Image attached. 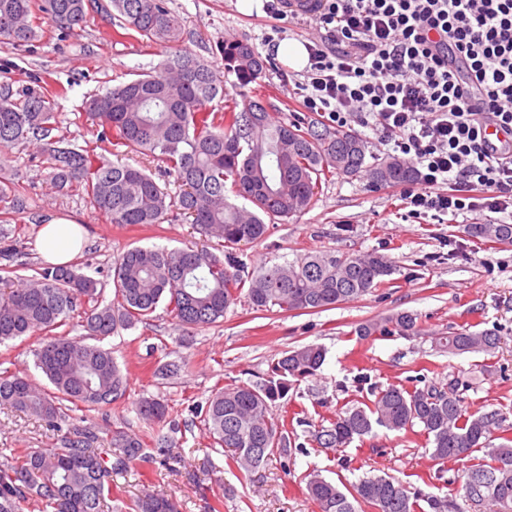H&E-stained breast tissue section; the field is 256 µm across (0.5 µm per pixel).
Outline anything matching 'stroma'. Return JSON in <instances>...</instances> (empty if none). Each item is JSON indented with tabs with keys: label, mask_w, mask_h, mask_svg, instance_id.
Here are the masks:
<instances>
[{
	"label": "stroma",
	"mask_w": 512,
	"mask_h": 512,
	"mask_svg": "<svg viewBox=\"0 0 512 512\" xmlns=\"http://www.w3.org/2000/svg\"><path fill=\"white\" fill-rule=\"evenodd\" d=\"M184 31L183 48L197 55L220 76L233 94L243 92L265 102L273 122L307 117L300 91L291 78L298 72L283 54H270L266 34L276 43H308L314 32L305 19L274 20L262 6L244 11L238 0H166ZM245 39L268 59L255 82L241 84L224 71L220 43ZM165 51L146 39L115 34L108 16L91 12L85 26L58 40L43 24L35 52L0 43V83L13 89L40 77L42 86L59 92V136L65 146L97 149L107 161L155 169L151 158L125 147L97 145L84 106L93 95L125 83L141 72H158ZM36 147L13 149L6 171L18 174L24 210L0 220V231L15 239L27 265H41L36 242L42 224L65 219L82 225L86 240L75 258L98 279L104 300H112V263L132 247L206 249L220 253L218 239L199 231L180 214L151 226L109 223L79 191L61 195L46 182ZM403 187L372 185L367 175L327 174L314 206L286 223L270 225L264 239L244 247L240 257L249 271L265 263L293 260L308 252L355 255L377 252L394 266L388 283L360 300L315 312L273 313L255 310L247 302L233 305L223 321L186 330L157 308L151 319L121 331L107 342L128 379L124 398L108 412L71 410L67 429H86L97 440L119 428L140 437L145 448L157 445L158 428L137 412L141 398L155 397L169 405L179 424L169 454L171 465L136 463L117 476L120 499L109 512L143 492L175 497L181 512H315L306 494L310 473L352 486L366 476L387 475L437 496H457L465 480L462 461L440 463L431 456L419 431L391 433L374 428L363 440L345 448L324 449L313 442L317 425L347 406L362 402L376 387L447 386L450 379H475L465 392L468 410L496 409L512 418V245L471 237L477 224H512V213L474 212L453 216L408 212ZM417 313L425 330L415 338L374 336L359 339L355 329L399 311ZM489 331L503 345L493 359L481 353L453 354L435 348L433 339L455 329ZM319 344L327 358L316 377L293 383L287 395L271 406L275 421L284 425L288 453L248 473L229 462L213 444L195 410L213 390L267 379L271 364L292 348ZM37 337L0 346V372L26 373L43 383L36 370ZM177 360L178 376H157L159 364ZM492 361L490 375L480 373ZM40 420L0 408V458L15 450L50 448L60 439Z\"/></svg>",
	"instance_id": "35a3bbf8"
}]
</instances>
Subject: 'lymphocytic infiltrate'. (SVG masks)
Listing matches in <instances>:
<instances>
[{
    "mask_svg": "<svg viewBox=\"0 0 512 512\" xmlns=\"http://www.w3.org/2000/svg\"><path fill=\"white\" fill-rule=\"evenodd\" d=\"M313 19L304 106L410 161L413 213L512 206V0H315Z\"/></svg>",
    "mask_w": 512,
    "mask_h": 512,
    "instance_id": "lymphocytic-infiltrate-1",
    "label": "lymphocytic infiltrate"
}]
</instances>
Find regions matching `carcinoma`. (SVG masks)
Wrapping results in <instances>:
<instances>
[{
  "label": "carcinoma",
  "instance_id": "obj_1",
  "mask_svg": "<svg viewBox=\"0 0 512 512\" xmlns=\"http://www.w3.org/2000/svg\"><path fill=\"white\" fill-rule=\"evenodd\" d=\"M118 28L174 49L161 64L163 75L140 74L129 82L97 94L85 112L97 141L115 143L164 164V173L180 186L173 196L167 183L129 164L106 161L95 150L63 146L55 100L41 88L17 92L0 86V168L7 154L30 144L39 146L46 161L45 179L61 194L82 190L91 206L113 224H161L177 210L202 233L224 240V256L210 251L133 247L112 265L115 293L103 303L100 282L82 267L39 266L17 284L0 277V346L23 336H38L35 366L51 389L36 385L26 374H0V405L29 413L48 427L61 428L69 408L107 410L126 393V378L112 349L102 342L121 330L149 320L159 306L188 329H202L224 318L228 308L245 297L259 311L290 313L329 310L353 302L393 274L382 255L340 256L308 253L248 273L237 250L265 236L268 224L286 221L316 202L326 170L355 176L366 172L376 185L399 186L417 180L414 166L392 156L376 166L365 165L366 142L357 134L330 129L317 120L273 123L260 98H230L221 111L208 108L221 90L208 64L180 48L182 26L164 0H111ZM105 9L97 0H0V42L33 48L40 20L62 38L82 27L89 11ZM224 69L242 84L256 80L266 60L246 40L221 46ZM19 98H14V95ZM250 202L239 206L227 192ZM4 210L24 206L16 178L0 180ZM473 236L492 243L512 244V224H480ZM15 241L0 240L5 267L18 259ZM83 309L89 342L59 332L76 308ZM418 314L398 311L382 320L361 323L356 333L372 336L420 334ZM502 338L494 333L462 329L436 338L450 353L482 352L494 356ZM326 360L320 345L289 350L271 364L268 380L216 390L201 418L213 442L230 453L246 472L287 452L285 437L271 415V404L288 386L314 377ZM374 399L350 406L314 434L321 448H346L362 440L374 426L390 432L419 429L435 460H473L485 451L490 461L469 467L462 502L413 490L390 476L361 479L352 491L318 473L306 489L318 512H512V423L493 409L468 411L456 388L436 386L407 390L397 386L372 392ZM139 414L166 422L167 406L156 398L138 403ZM94 436L77 429L53 448L13 454L0 463V512H103L112 498L114 476L131 463H153L144 443L121 429L107 445L119 448L115 460L92 447ZM125 512H179L176 500L146 492Z\"/></svg>",
  "mask_w": 512,
  "mask_h": 512
}]
</instances>
